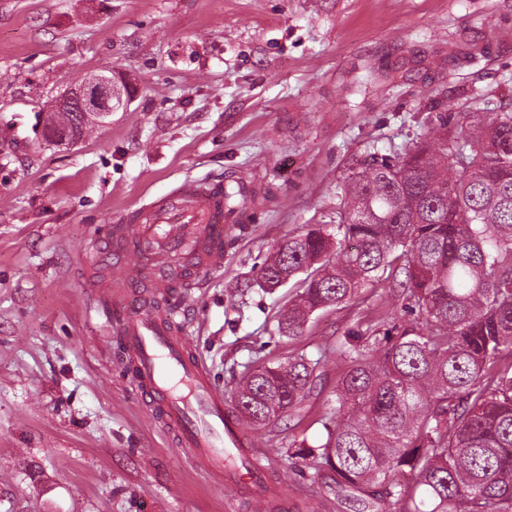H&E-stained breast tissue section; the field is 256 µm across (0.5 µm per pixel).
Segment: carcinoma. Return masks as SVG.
Listing matches in <instances>:
<instances>
[{"mask_svg":"<svg viewBox=\"0 0 512 512\" xmlns=\"http://www.w3.org/2000/svg\"><path fill=\"white\" fill-rule=\"evenodd\" d=\"M341 191L336 223L288 237L258 269L270 290L304 275L277 332L298 337L383 283L412 318L336 341V411L320 441L289 448L358 512H512V112H466L394 155L369 146ZM244 196L224 184L225 212ZM319 364L255 368L232 409L258 429L293 414Z\"/></svg>","mask_w":512,"mask_h":512,"instance_id":"cac0c4a2","label":"carcinoma"}]
</instances>
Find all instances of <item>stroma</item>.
Segmentation results:
<instances>
[{"instance_id": "obj_1", "label": "stroma", "mask_w": 512, "mask_h": 512, "mask_svg": "<svg viewBox=\"0 0 512 512\" xmlns=\"http://www.w3.org/2000/svg\"><path fill=\"white\" fill-rule=\"evenodd\" d=\"M112 70L126 111L75 146L34 131L71 84ZM512 111V0H0V512H251L211 484L126 376L88 279L84 239L188 180L243 175L254 197L224 227V269L179 310L214 387L386 321L388 285L276 331L296 282L259 266L334 217L366 147L387 153L485 103ZM342 372L319 369L294 415L254 434L287 474V512H354L329 473L289 458L316 442Z\"/></svg>"}]
</instances>
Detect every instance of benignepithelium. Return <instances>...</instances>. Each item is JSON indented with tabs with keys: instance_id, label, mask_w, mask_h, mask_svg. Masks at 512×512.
<instances>
[{
	"instance_id": "obj_1",
	"label": "benign epithelium",
	"mask_w": 512,
	"mask_h": 512,
	"mask_svg": "<svg viewBox=\"0 0 512 512\" xmlns=\"http://www.w3.org/2000/svg\"><path fill=\"white\" fill-rule=\"evenodd\" d=\"M127 104L125 90L112 73H99L54 99L46 109L48 116L42 118L39 126L49 123L50 115L56 112H75L83 121L103 122Z\"/></svg>"
}]
</instances>
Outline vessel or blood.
<instances>
[{"label": "vessel or blood", "instance_id": "1", "mask_svg": "<svg viewBox=\"0 0 512 512\" xmlns=\"http://www.w3.org/2000/svg\"><path fill=\"white\" fill-rule=\"evenodd\" d=\"M224 196L200 181L172 188L141 207L130 223L116 224L92 245L93 263L110 270L108 304H121L115 330L132 364L131 381L177 448L215 480L232 473V459L249 434L224 407V394L211 384L205 364L193 353L170 300L193 299L178 288L140 293L153 273L178 270L199 280L224 266Z\"/></svg>", "mask_w": 512, "mask_h": 512}]
</instances>
